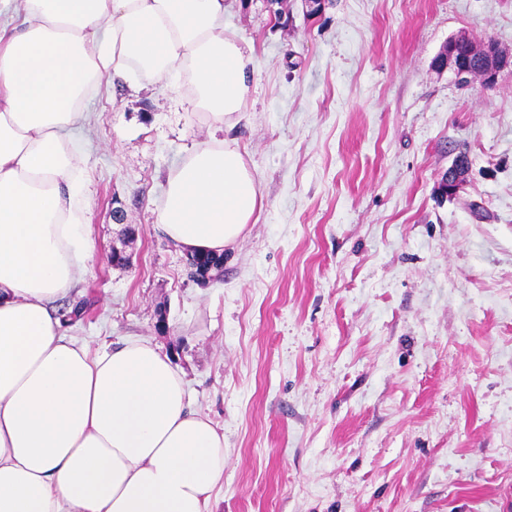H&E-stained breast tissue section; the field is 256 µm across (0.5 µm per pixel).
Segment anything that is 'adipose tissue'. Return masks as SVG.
I'll return each mask as SVG.
<instances>
[{
    "label": "adipose tissue",
    "mask_w": 512,
    "mask_h": 512,
    "mask_svg": "<svg viewBox=\"0 0 512 512\" xmlns=\"http://www.w3.org/2000/svg\"><path fill=\"white\" fill-rule=\"evenodd\" d=\"M0 512H214L224 436L192 411L183 375L146 340L100 353L56 303L88 268L85 161L72 131L113 75L179 77L207 127L232 125L255 50L224 0H0ZM262 205L220 139L167 176L157 222L176 245L223 253Z\"/></svg>",
    "instance_id": "adipose-tissue-1"
}]
</instances>
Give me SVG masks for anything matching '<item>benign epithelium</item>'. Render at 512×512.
Masks as SVG:
<instances>
[{
  "label": "benign epithelium",
  "mask_w": 512,
  "mask_h": 512,
  "mask_svg": "<svg viewBox=\"0 0 512 512\" xmlns=\"http://www.w3.org/2000/svg\"><path fill=\"white\" fill-rule=\"evenodd\" d=\"M462 44L472 48V54L475 55L474 64L461 65L457 48ZM435 67L440 71L446 69L452 72L461 85H468L476 79L491 85L501 69L512 67V53L502 51L493 41L477 43L466 36H458L449 39L445 44L437 56ZM468 171L467 157L458 155L438 183V194L445 197L455 196L463 185Z\"/></svg>",
  "instance_id": "7a95c632"
}]
</instances>
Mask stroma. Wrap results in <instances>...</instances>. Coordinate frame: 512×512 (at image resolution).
I'll use <instances>...</instances> for the list:
<instances>
[{"label": "stroma", "instance_id": "obj_1", "mask_svg": "<svg viewBox=\"0 0 512 512\" xmlns=\"http://www.w3.org/2000/svg\"><path fill=\"white\" fill-rule=\"evenodd\" d=\"M224 23L257 54L220 133L255 223L193 280L156 207L209 131L171 86L111 79L76 134L93 255L57 314L170 355L224 433L216 512H512V68L433 66L458 35L512 51V0H225ZM469 171V162L465 155H458L448 168L440 183H438V194L441 196L453 197L459 192L465 177Z\"/></svg>", "mask_w": 512, "mask_h": 512}]
</instances>
